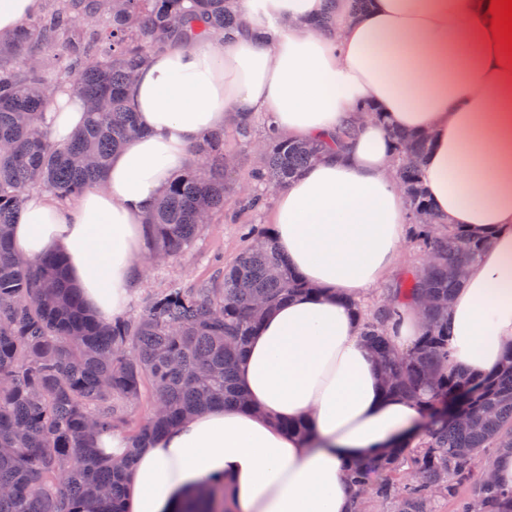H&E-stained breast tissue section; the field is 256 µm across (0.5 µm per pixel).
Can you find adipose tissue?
<instances>
[{
    "mask_svg": "<svg viewBox=\"0 0 512 512\" xmlns=\"http://www.w3.org/2000/svg\"><path fill=\"white\" fill-rule=\"evenodd\" d=\"M489 2L373 0L355 15L349 0H235L247 26L167 43L138 70L128 104L140 133L102 184L72 203L29 193L18 255L64 254L71 286L110 320L142 272L147 213L230 115H269L291 140L342 139L275 194L274 241L305 289L247 339V406H212L138 450L120 429L96 437L112 457L136 452L124 512H174L205 480L223 483L233 512H352L349 465L417 442L421 408L385 392L349 304L404 244L392 131L428 135L420 185L434 215L485 242L448 308L451 362L473 382L499 370L512 348V61L483 21ZM84 118L70 88L53 91L52 139Z\"/></svg>",
    "mask_w": 512,
    "mask_h": 512,
    "instance_id": "obj_1",
    "label": "adipose tissue"
}]
</instances>
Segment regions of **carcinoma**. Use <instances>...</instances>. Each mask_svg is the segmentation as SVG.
<instances>
[{"instance_id":"1","label":"carcinoma","mask_w":512,"mask_h":512,"mask_svg":"<svg viewBox=\"0 0 512 512\" xmlns=\"http://www.w3.org/2000/svg\"><path fill=\"white\" fill-rule=\"evenodd\" d=\"M225 0H55L16 33L0 35V512H122L125 475L100 455L95 437L123 428L148 396L147 421L132 432L135 447L186 417L217 404H243L236 364L264 313L303 289L267 238L229 266L189 286L156 295L135 319L102 322L70 287L67 262L48 255L19 259L9 229L32 190L77 199L101 180L112 153L139 134L127 104L133 73L169 40L202 41L238 24ZM35 44V64L13 59ZM66 63L57 66L56 58ZM70 87L88 103L85 125L66 143L53 141L45 108L50 90ZM257 119H232L231 137L253 143ZM403 153L398 177L415 219L429 215L418 181L426 138L395 132ZM329 144L293 141L269 127L261 157L248 172L251 192L237 204L256 210L270 193L316 162ZM201 167L171 178L146 219L153 252L174 260L187 253L204 223L224 209L226 181L239 165L224 134L200 149ZM415 240L436 255L422 272L365 306L361 336L377 355L386 391L431 415L419 450L395 448L354 462L348 482L355 512L367 499L393 512H435L454 498L456 512H500L512 491L484 476L482 450L512 449V352L479 386L453 368L448 355L447 303L455 274L482 249L459 232L417 224ZM420 307L425 326L402 351L390 335L404 304ZM178 512H229L224 486L207 483Z\"/></svg>"}]
</instances>
